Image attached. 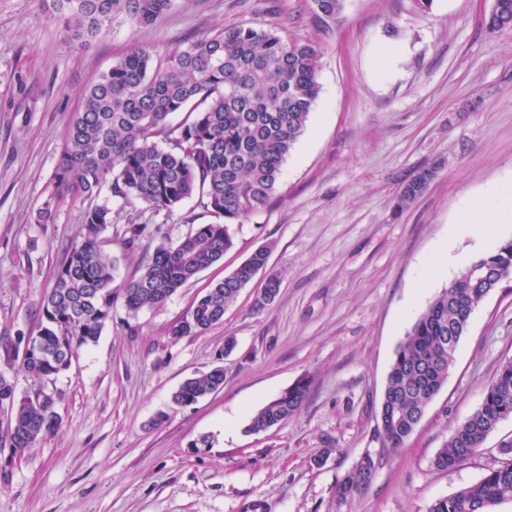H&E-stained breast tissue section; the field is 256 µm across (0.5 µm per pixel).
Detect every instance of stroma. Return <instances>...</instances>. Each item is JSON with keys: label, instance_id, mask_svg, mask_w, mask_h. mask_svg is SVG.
Here are the masks:
<instances>
[{"label": "stroma", "instance_id": "obj_1", "mask_svg": "<svg viewBox=\"0 0 512 512\" xmlns=\"http://www.w3.org/2000/svg\"><path fill=\"white\" fill-rule=\"evenodd\" d=\"M492 4L343 0L323 18L314 0H173L155 23L118 19L81 47L66 43L43 0H0V371L21 392L29 379L3 345L37 332L40 297L81 239L83 198L59 196L49 224L37 213L58 196L55 171L84 90L135 47L162 56L224 26L272 24L321 56L319 98L271 204L232 225L223 260L163 306L116 304L54 379L59 430L21 457L0 450V512H244L250 500L266 512H429L499 465L512 416L461 466L441 471L433 459L512 361V293L476 308L404 447L384 448L377 433L387 374L413 323L461 265L512 239V223L487 225L479 242L455 222L489 189L512 195V30L487 31ZM426 169L422 193L395 209ZM100 199L112 211L103 237L120 280L156 246L213 220L193 198L171 213ZM134 219L150 235L132 251L122 237ZM262 245L266 269L223 321L171 336L197 296ZM271 275L279 292L255 310ZM217 365L221 388L172 404L186 378ZM304 377L298 414L249 431L257 411ZM366 455L371 484L338 501L337 481Z\"/></svg>", "mask_w": 512, "mask_h": 512}]
</instances>
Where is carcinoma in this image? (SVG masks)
<instances>
[{"instance_id":"obj_1","label":"carcinoma","mask_w":512,"mask_h":512,"mask_svg":"<svg viewBox=\"0 0 512 512\" xmlns=\"http://www.w3.org/2000/svg\"><path fill=\"white\" fill-rule=\"evenodd\" d=\"M173 0H50L54 18L69 43L86 45L106 36L122 18L147 26ZM320 54L312 44L286 41L278 28L224 27L154 60L136 47L84 93L69 124L55 178L57 186L92 200L84 211L83 236L59 265L55 281L39 304L41 328L19 336L6 353L21 358L31 378L18 393L0 372V410L10 413L11 435L0 448L22 452L61 425L58 396L50 384L66 370L75 349L99 336L112 308L121 301L130 312L164 304L198 273L221 261L233 246L229 225L265 208L275 195L281 166L302 134L319 93ZM186 113L173 124L170 116ZM431 171L403 185L398 205L414 200ZM136 200L154 211L173 212L187 199L218 221L195 224L178 242L155 247L131 276L114 284L116 259L104 248L112 211L96 199L102 191ZM150 234L132 223L123 235L129 250ZM262 246L224 279L197 297L173 336L203 332L224 319L225 309L255 273L266 267ZM512 277V239L461 270L433 299L399 344L380 403L378 435L386 448L403 447L448 379L468 309ZM26 350L20 356V350ZM224 384V367L186 379L173 393L190 405ZM302 378L260 409L249 430L260 432L293 417L309 394ZM512 416V362L500 366L480 407L455 427L435 458L439 470L470 460L500 420ZM501 464L477 483L437 500L429 512H491L512 498V441L500 447ZM375 462L366 455L336 483V497L352 499L372 481Z\"/></svg>"}]
</instances>
